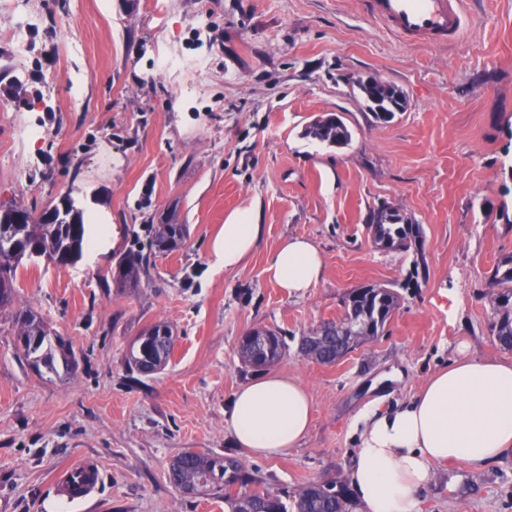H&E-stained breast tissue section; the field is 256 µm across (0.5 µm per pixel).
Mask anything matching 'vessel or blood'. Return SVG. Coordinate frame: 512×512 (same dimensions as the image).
I'll use <instances>...</instances> for the list:
<instances>
[{"label": "vessel or blood", "instance_id": "1", "mask_svg": "<svg viewBox=\"0 0 512 512\" xmlns=\"http://www.w3.org/2000/svg\"><path fill=\"white\" fill-rule=\"evenodd\" d=\"M366 5L373 18L411 42L453 39L462 29V0H366ZM100 482L101 472L91 460L65 465L53 480L56 496L68 504L92 498Z\"/></svg>", "mask_w": 512, "mask_h": 512}]
</instances>
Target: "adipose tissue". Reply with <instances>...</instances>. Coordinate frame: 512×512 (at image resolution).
<instances>
[{"instance_id":"obj_1","label":"adipose tissue","mask_w":512,"mask_h":512,"mask_svg":"<svg viewBox=\"0 0 512 512\" xmlns=\"http://www.w3.org/2000/svg\"><path fill=\"white\" fill-rule=\"evenodd\" d=\"M263 232L254 210L238 213L212 245L215 266L236 268ZM266 272L285 293L300 295L319 282L324 261L312 242L293 237L273 252ZM224 423L238 447L276 456L308 435L311 399L296 379L264 374L231 395ZM353 429L350 483L361 512H420V492L437 466L477 471L512 457V360L460 355L429 374L408 402L369 401Z\"/></svg>"}]
</instances>
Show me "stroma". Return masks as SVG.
I'll return each instance as SVG.
<instances>
[{
  "mask_svg": "<svg viewBox=\"0 0 512 512\" xmlns=\"http://www.w3.org/2000/svg\"><path fill=\"white\" fill-rule=\"evenodd\" d=\"M32 18L27 54L0 37V210L38 213L63 197L111 233L97 260L19 269L0 310V512H225L217 491L184 495L168 478L192 448L231 454L295 492L348 476L351 420L373 382L403 402L458 355L512 358L494 341L484 293L512 255V0H464L457 40L427 46L388 32L364 0H0ZM190 60L167 79L161 53ZM372 76L409 106L376 123L354 88ZM352 137L331 146L306 135L328 114ZM42 126L33 144L17 124ZM399 209L424 228L427 267L374 245L370 209ZM254 208L265 232L237 269L210 267L226 220ZM187 225L183 245L152 253L144 227ZM291 236L311 240L324 275L291 297L265 269ZM149 253L150 277L118 288L119 255ZM402 286L383 335L330 365L300 352L303 336L336 318L352 290ZM31 310L71 342L77 369L47 378L12 342ZM157 322L177 335L170 363L136 381L130 344ZM276 329L288 348L274 373L309 391L313 423L299 447L265 459L224 428L229 396L260 375L239 346ZM103 465L97 499L62 504L53 477L70 461ZM421 512H512V459L477 473L446 464Z\"/></svg>",
  "mask_w": 512,
  "mask_h": 512,
  "instance_id": "stroma-1",
  "label": "stroma"
}]
</instances>
